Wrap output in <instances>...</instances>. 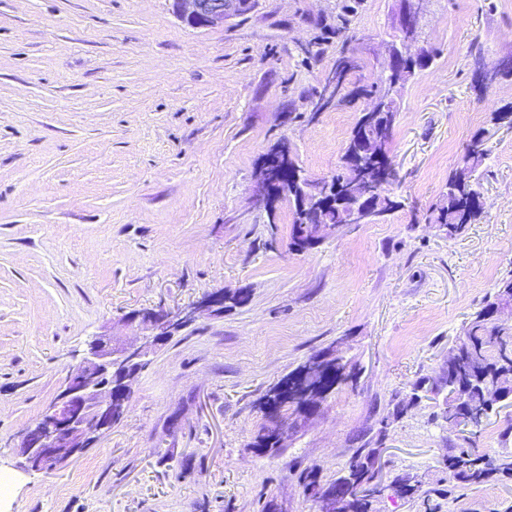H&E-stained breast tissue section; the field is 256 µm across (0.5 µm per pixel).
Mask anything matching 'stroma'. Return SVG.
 I'll use <instances>...</instances> for the list:
<instances>
[{
    "label": "stroma",
    "instance_id": "35a3bbf8",
    "mask_svg": "<svg viewBox=\"0 0 512 512\" xmlns=\"http://www.w3.org/2000/svg\"><path fill=\"white\" fill-rule=\"evenodd\" d=\"M336 0H251L224 26L184 24L172 0H0V512H317L303 475L340 476L381 452L375 512H512V479L448 487L449 449L512 448V406L449 427L448 351L512 275V80L474 87L470 47L512 56V0H425L436 49L399 94L388 151L398 210L290 246L292 207L251 202L261 155L291 141L312 179L335 173L366 101L305 116L335 62ZM399 0H360L348 29L365 83L398 41ZM324 40L318 59L304 43ZM489 150L483 213L448 239L426 223L467 144ZM153 355L122 421L45 473L16 444L80 363L89 336L142 309L221 289ZM337 385L276 453L252 446L266 392L318 353ZM403 413H395L397 402ZM409 478L418 494L390 484Z\"/></svg>",
    "mask_w": 512,
    "mask_h": 512
}]
</instances>
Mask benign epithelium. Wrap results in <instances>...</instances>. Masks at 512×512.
Masks as SVG:
<instances>
[{
    "label": "benign epithelium",
    "mask_w": 512,
    "mask_h": 512,
    "mask_svg": "<svg viewBox=\"0 0 512 512\" xmlns=\"http://www.w3.org/2000/svg\"><path fill=\"white\" fill-rule=\"evenodd\" d=\"M403 8L398 16L400 46L390 51L386 61L410 54L415 47L414 32L422 18L424 0H400ZM245 0H173L175 13L192 28H212L224 25V21L241 15L246 8ZM293 151L291 142L280 155H264L258 164L259 175L253 190L255 207L272 216L278 211L279 200L270 193L276 170L272 165L288 164V153ZM343 161L349 162L353 186L357 187L352 202L349 221L352 224L368 222L370 214L363 206V199L379 188L369 176L370 158H352L344 151ZM337 229L335 224L310 225L311 237L299 242L294 250L304 252L312 249L328 232ZM224 311V292L218 291L204 296L200 301L176 310H141L126 317L125 323L135 326L146 334L135 341L122 342L106 333L95 334L86 343L79 368L72 373L61 392L41 416L26 429L18 444L21 458L20 468L26 472H48L72 460L85 449L92 447L112 424V412L123 408L127 399L116 401L112 389L116 377L130 386L149 364V356L168 338L195 320L201 310ZM326 358H312L304 364L302 377L316 383L322 377ZM322 392L318 389L306 393V402L295 407L288 418H283L270 407L264 411L278 422L270 443L283 446L288 421L299 414L302 407L319 401ZM362 489L354 486L341 496L329 495L318 500L319 512H348L347 501L361 495Z\"/></svg>",
    "instance_id": "1"
}]
</instances>
